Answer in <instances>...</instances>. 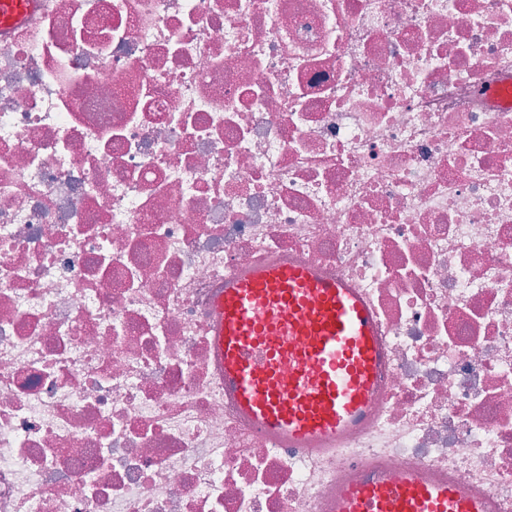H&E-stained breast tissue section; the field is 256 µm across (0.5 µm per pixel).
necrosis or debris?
<instances>
[{
    "instance_id": "necrosis-or-debris-1",
    "label": "necrosis or debris",
    "mask_w": 512,
    "mask_h": 512,
    "mask_svg": "<svg viewBox=\"0 0 512 512\" xmlns=\"http://www.w3.org/2000/svg\"><path fill=\"white\" fill-rule=\"evenodd\" d=\"M0 31V512H330L353 463L512 512V0H43ZM386 352L341 449L224 392L226 277Z\"/></svg>"
}]
</instances>
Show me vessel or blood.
<instances>
[{"label": "vessel or blood", "instance_id": "vessel-or-blood-1", "mask_svg": "<svg viewBox=\"0 0 512 512\" xmlns=\"http://www.w3.org/2000/svg\"><path fill=\"white\" fill-rule=\"evenodd\" d=\"M39 0H0V28ZM224 383L271 440L330 450L369 417L383 359L374 315L355 288L307 265L273 263L225 281L215 300ZM335 512H486L460 487L413 473L392 484L358 471Z\"/></svg>", "mask_w": 512, "mask_h": 512}]
</instances>
